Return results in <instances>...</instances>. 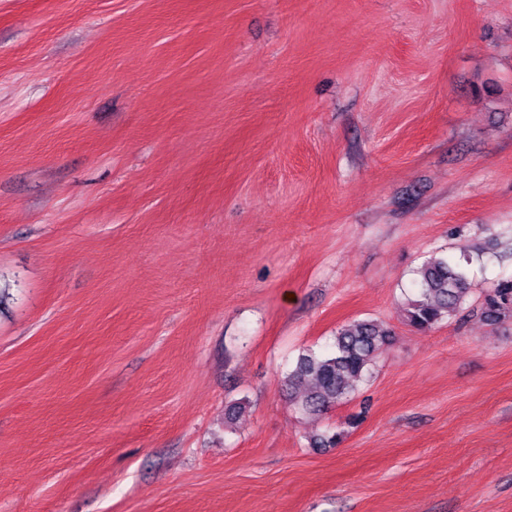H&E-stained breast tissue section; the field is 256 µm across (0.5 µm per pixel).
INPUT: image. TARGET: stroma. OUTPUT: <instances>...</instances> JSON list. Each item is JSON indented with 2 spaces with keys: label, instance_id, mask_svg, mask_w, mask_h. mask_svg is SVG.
Listing matches in <instances>:
<instances>
[{
  "label": "stroma",
  "instance_id": "obj_1",
  "mask_svg": "<svg viewBox=\"0 0 512 512\" xmlns=\"http://www.w3.org/2000/svg\"><path fill=\"white\" fill-rule=\"evenodd\" d=\"M434 252L512 274V0H0V512H512V323L410 327ZM394 336L375 320L357 319L339 329L328 348L303 349L284 380L290 402L299 412L319 416L346 403Z\"/></svg>",
  "mask_w": 512,
  "mask_h": 512
}]
</instances>
